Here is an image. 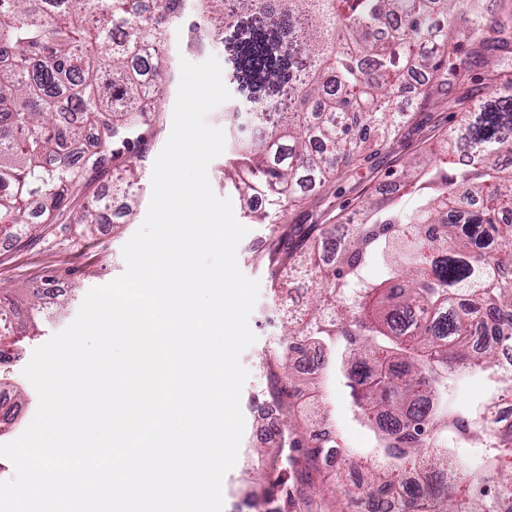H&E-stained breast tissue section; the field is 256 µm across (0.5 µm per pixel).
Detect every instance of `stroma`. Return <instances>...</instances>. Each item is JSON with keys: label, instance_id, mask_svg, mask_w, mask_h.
<instances>
[{"label": "stroma", "instance_id": "35a3bbf8", "mask_svg": "<svg viewBox=\"0 0 512 512\" xmlns=\"http://www.w3.org/2000/svg\"><path fill=\"white\" fill-rule=\"evenodd\" d=\"M480 2L487 8L489 19L508 26L507 38L491 32L482 46L458 41L450 55L469 58L471 68L465 83L432 79L426 93L421 95L416 93L414 85H406L397 102L407 114L399 135L369 162L348 168L310 192L305 201L278 209L271 206L267 197H242L224 183L223 158L210 163L208 176L214 193L230 199L236 220L248 230L237 249L238 265L247 277L260 282L259 299L249 320L257 340L241 356V363L249 372L240 401L245 430L238 460L223 479V512H253L243 501V491L263 493L272 479V463L266 452L273 441L255 413L253 403L269 397L273 379L268 359L283 344L284 307L272 297L268 274L269 267L277 263L280 239L287 234L301 235L311 224L352 222L357 205L367 194L378 185L397 184L402 163L434 144L439 132L453 127L475 99L494 90L497 79H512V0ZM196 22L192 12H184L164 47L162 57L167 62L164 95L144 149L133 162L135 185L128 197L130 211L115 217L113 223L97 225L89 237L83 236L79 225L74 224L77 211L95 203L102 190L111 185L112 176L106 173L73 193L60 223L43 225L36 237L13 243L9 250H0V291L11 294L23 307L37 292L59 290L64 301L62 313L49 316L39 324L38 336L21 344L17 360L6 370L21 407L13 424L0 432V443L19 437L37 410V393L23 374L33 349L73 321L91 289L110 284L126 269L122 248L146 217L153 164L171 133L180 62L185 59L200 63L218 53L212 42L197 37ZM323 398L347 448L359 451L367 448L369 438L353 420L348 389L336 387L326 391ZM288 470L300 480L303 497L311 500L309 512H366V504L348 505L333 488L336 479L348 482L358 479V471L335 475L326 466L312 465L302 450L294 452Z\"/></svg>", "mask_w": 512, "mask_h": 512}]
</instances>
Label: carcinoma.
Returning <instances> with one entry per match:
<instances>
[{
  "label": "carcinoma",
  "mask_w": 512,
  "mask_h": 512,
  "mask_svg": "<svg viewBox=\"0 0 512 512\" xmlns=\"http://www.w3.org/2000/svg\"><path fill=\"white\" fill-rule=\"evenodd\" d=\"M188 9L197 30L220 38L225 80L251 111L254 132L233 140L224 175L239 195L264 192L281 208L368 160V143L387 145L401 124L393 102L404 73L461 79L465 61L448 64L450 40L482 44L490 26L469 0H156L152 11L139 0H0V238L32 236L35 214L56 223L70 192L136 155L165 86L152 49ZM400 180L416 207L367 201L332 269L313 258L330 229L310 224L303 240L281 239L271 288L304 273L312 300L288 309L289 339L274 361L291 379L307 373L293 352L317 348L313 371L337 373L350 389L372 446L367 478L338 482L342 497L386 512H504L512 428L489 424L512 401V372L496 356L512 347V224L498 220L512 212V81ZM133 181L125 170L112 197H127ZM465 206L475 210L461 224ZM105 221L98 205L74 218ZM373 264L378 281L365 274ZM46 309L36 295L27 317L14 311L16 325L0 332L27 336L24 320ZM473 379L488 384L482 400H457ZM278 437L280 458L306 448L318 460L332 446L339 468L358 465L338 434L330 446L291 428ZM464 448L483 449L479 466Z\"/></svg>",
  "instance_id": "cac0c4a2"
}]
</instances>
